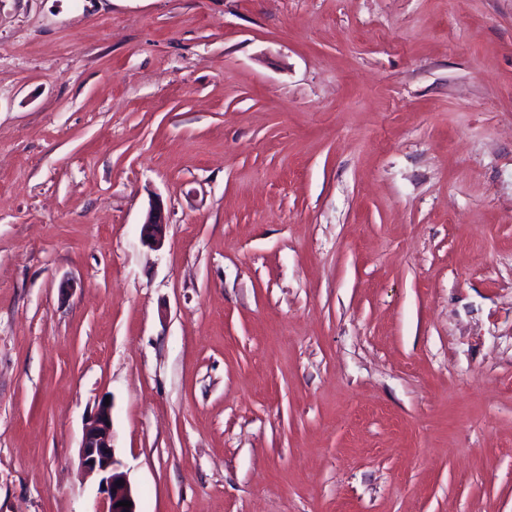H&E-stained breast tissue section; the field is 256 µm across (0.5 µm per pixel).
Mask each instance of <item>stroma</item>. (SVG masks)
I'll return each instance as SVG.
<instances>
[{"mask_svg": "<svg viewBox=\"0 0 512 512\" xmlns=\"http://www.w3.org/2000/svg\"><path fill=\"white\" fill-rule=\"evenodd\" d=\"M106 398L138 512H512V0H0V512ZM168 222L164 209L160 204L151 206L143 222V235L152 245H160L164 239Z\"/></svg>", "mask_w": 512, "mask_h": 512, "instance_id": "1", "label": "stroma"}]
</instances>
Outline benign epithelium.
Returning <instances> with one entry per match:
<instances>
[{
  "label": "benign epithelium",
  "mask_w": 512,
  "mask_h": 512,
  "mask_svg": "<svg viewBox=\"0 0 512 512\" xmlns=\"http://www.w3.org/2000/svg\"><path fill=\"white\" fill-rule=\"evenodd\" d=\"M166 226L163 207L159 204L150 207L143 222L144 238L152 245L161 244ZM79 460L85 473L101 476L100 485L106 500L103 512H138L131 484L120 469L112 446V405L100 402L87 420ZM121 501H129L131 506L123 507L119 505Z\"/></svg>",
  "instance_id": "benign-epithelium-1"
}]
</instances>
